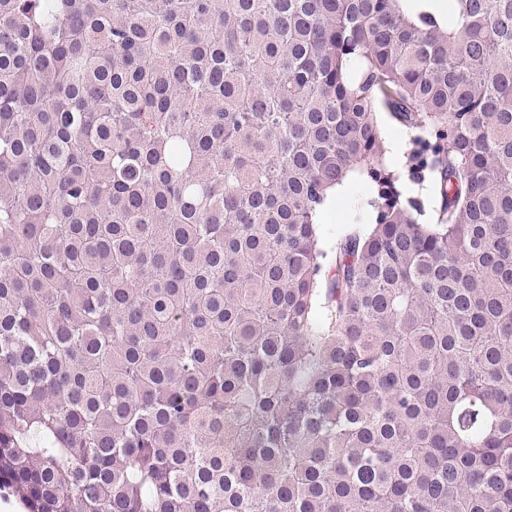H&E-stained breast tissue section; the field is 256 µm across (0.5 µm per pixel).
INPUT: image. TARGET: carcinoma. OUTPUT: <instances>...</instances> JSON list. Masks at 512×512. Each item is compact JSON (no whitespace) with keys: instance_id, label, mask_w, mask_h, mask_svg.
<instances>
[{"instance_id":"carcinoma-1","label":"carcinoma","mask_w":512,"mask_h":512,"mask_svg":"<svg viewBox=\"0 0 512 512\" xmlns=\"http://www.w3.org/2000/svg\"><path fill=\"white\" fill-rule=\"evenodd\" d=\"M354 173L375 222L328 253ZM2 483L512 512V0H0ZM383 129L385 134V145L389 151L388 155L391 166L407 173L410 166L408 153L411 146L409 144V139L393 131L390 123L388 122L383 123ZM398 155H400V159L397 160L396 157Z\"/></svg>"}]
</instances>
